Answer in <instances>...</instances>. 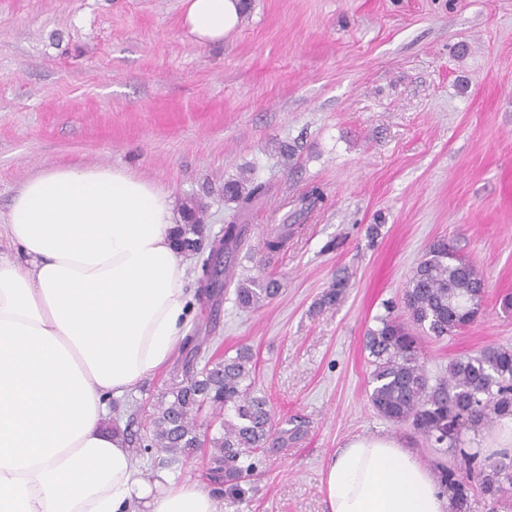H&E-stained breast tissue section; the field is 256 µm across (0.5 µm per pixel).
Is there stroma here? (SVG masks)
<instances>
[{
	"instance_id": "obj_1",
	"label": "stroma",
	"mask_w": 512,
	"mask_h": 512,
	"mask_svg": "<svg viewBox=\"0 0 512 512\" xmlns=\"http://www.w3.org/2000/svg\"><path fill=\"white\" fill-rule=\"evenodd\" d=\"M56 165L147 178L174 212L199 208L212 237L245 225L233 280L280 284L244 310L234 288L197 294L201 261L189 260L195 365L251 348L255 393L298 429L257 455L239 491L213 486L224 512H327L325 463L356 435L451 463L373 411L364 336L401 313L422 253L444 238L487 290L473 324L422 338L427 374L512 344V0H247L238 29L206 47L188 35L181 0H0V225L22 184ZM241 177L265 187L247 206L224 197ZM281 224L303 231L266 254ZM183 359L175 351L111 423L145 478L203 483L207 451L174 463L151 444Z\"/></svg>"
}]
</instances>
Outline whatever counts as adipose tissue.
I'll list each match as a JSON object with an SVG mask.
<instances>
[{"label": "adipose tissue", "mask_w": 512, "mask_h": 512, "mask_svg": "<svg viewBox=\"0 0 512 512\" xmlns=\"http://www.w3.org/2000/svg\"><path fill=\"white\" fill-rule=\"evenodd\" d=\"M223 42L242 0H182ZM172 199L120 167L54 166L14 196L0 254V512H222L203 485L147 481L112 404L165 370L189 331ZM328 512H452L412 449L355 436L324 469Z\"/></svg>", "instance_id": "ef3b65f1"}]
</instances>
